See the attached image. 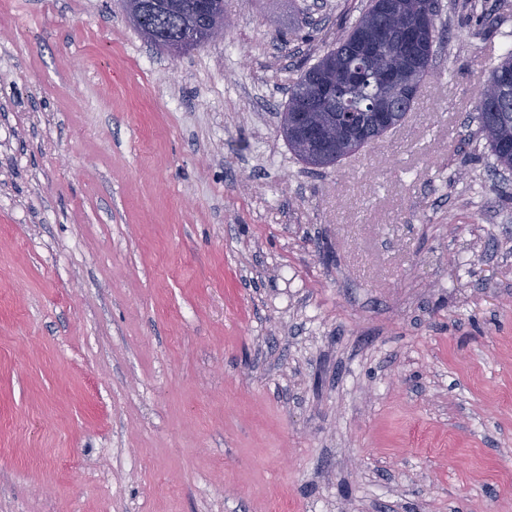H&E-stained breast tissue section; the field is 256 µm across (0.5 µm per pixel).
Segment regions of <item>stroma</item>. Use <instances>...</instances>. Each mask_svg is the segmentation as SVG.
<instances>
[{"instance_id":"stroma-1","label":"stroma","mask_w":512,"mask_h":512,"mask_svg":"<svg viewBox=\"0 0 512 512\" xmlns=\"http://www.w3.org/2000/svg\"><path fill=\"white\" fill-rule=\"evenodd\" d=\"M369 0H0V512H512V171L476 94L512 0H438L404 125L280 131ZM169 7L165 10L153 13L147 18V25L152 27L159 35L174 37L180 33L181 25H185L186 29L182 37L177 40L160 42L165 43L169 52L179 53L182 50L191 48H199L206 44H191L183 49L187 43H194L197 40V31L193 28L187 29L190 23H193L192 4L194 0H170ZM174 43V44H172Z\"/></svg>"}]
</instances>
